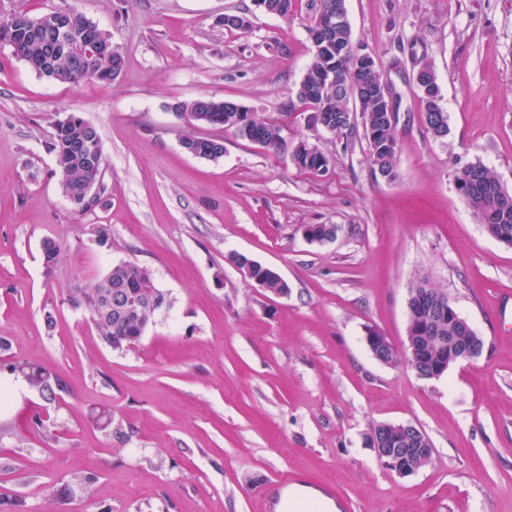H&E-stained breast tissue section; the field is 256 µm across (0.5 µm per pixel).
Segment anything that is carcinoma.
<instances>
[{
    "mask_svg": "<svg viewBox=\"0 0 512 512\" xmlns=\"http://www.w3.org/2000/svg\"><path fill=\"white\" fill-rule=\"evenodd\" d=\"M338 7L342 14H347L346 0H315L308 30H313L324 15L336 12ZM63 19L64 31L51 26L37 35L24 27L6 30L4 20L0 19V42L10 39L22 43L26 48L23 60L50 80L73 85L89 80L112 83V62L97 58L83 47L87 43L83 33L92 22L71 10L64 11ZM351 42V26L346 19L342 26L332 30L329 44L314 52V60L297 88L290 110L318 112L324 104H329L320 128L333 135L335 146L345 154L354 149L356 142L365 141L373 174L381 172L393 176L399 115H394L391 121L386 113L377 111L375 102L363 99L359 101L361 125L342 122L351 102L344 96V88L354 72L362 68L363 58L355 47L338 56L336 45ZM417 89L428 132L435 137L442 136L448 132V116L440 105L439 84L427 83ZM175 114L231 130L242 140L267 150L282 148L283 125L278 120L261 118L252 111L227 112L224 101L219 99L201 96L183 101ZM183 141L197 148L204 159L216 160L224 156V142L219 139L189 135ZM51 149L65 195L79 210H90L83 202L86 186L94 183L98 196L105 193L98 129L86 125L83 118L71 115L68 121L55 124ZM293 163L301 170L324 174L329 171L332 158L316 146L313 154H299ZM455 187L489 234L512 243V192L502 186L493 170L480 163L460 166L455 171ZM256 273L263 274L266 291L270 293L279 294L288 287V283L270 268L265 271L259 268ZM66 301L75 308L86 309L105 343L114 350H122L137 344V337L143 335L145 326L167 304V296L155 287L148 268L121 262L112 265L95 284L72 289ZM5 369L11 376L23 377L47 401H54L56 392L63 389L58 375L26 361H12Z\"/></svg>",
    "mask_w": 512,
    "mask_h": 512,
    "instance_id": "1",
    "label": "carcinoma"
}]
</instances>
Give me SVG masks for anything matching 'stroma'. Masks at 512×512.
<instances>
[{"label": "stroma", "mask_w": 512, "mask_h": 512, "mask_svg": "<svg viewBox=\"0 0 512 512\" xmlns=\"http://www.w3.org/2000/svg\"><path fill=\"white\" fill-rule=\"evenodd\" d=\"M401 95L396 178L373 175L367 147L336 153L289 111L313 61L310 0L290 17L253 0H0V17L74 9L118 47L112 84L40 77L0 42V336L6 355L65 382L47 403L11 385L0 494L26 512H267V491L301 484L338 512H512V247L485 234L458 194L456 167L483 163L512 191V0H346ZM248 19L226 29L224 15ZM435 72L448 132L425 124L413 75ZM199 96L278 119L272 152L170 106ZM76 114L100 132L103 203L78 211L51 150ZM218 137L216 161L185 135ZM335 152L328 173L298 169L300 141ZM107 225L111 244L93 229ZM309 224L335 240L309 241ZM62 255L46 266L44 238ZM235 254L276 270L287 295L258 288ZM149 268L170 304L134 347L106 346L68 288L109 267ZM426 282L485 340L480 357L437 379L378 362L365 336L403 351L408 300ZM54 328H47L46 315ZM112 414L116 436L93 427ZM50 413L53 427H37ZM410 422L431 464L399 477L369 445L377 423ZM91 486L66 492L73 474Z\"/></svg>", "instance_id": "35a3bbf8"}]
</instances>
